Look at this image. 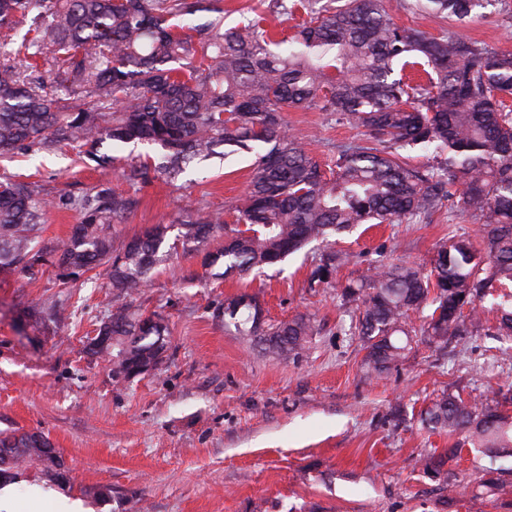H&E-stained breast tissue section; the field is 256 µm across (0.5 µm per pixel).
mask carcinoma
Returning a JSON list of instances; mask_svg holds the SVG:
<instances>
[{
  "label": "carcinoma",
  "instance_id": "1",
  "mask_svg": "<svg viewBox=\"0 0 512 512\" xmlns=\"http://www.w3.org/2000/svg\"><path fill=\"white\" fill-rule=\"evenodd\" d=\"M485 0H417L465 22ZM306 19L290 37L274 40L261 15L224 28L215 20L184 31L177 17L200 11V0H0V34L9 37L31 17L34 36L0 59V153L154 144L160 169L175 181L197 160L255 152L246 196L231 200L234 223L182 224L173 242L158 224L119 244L107 234L131 200L87 197L82 221L55 246L42 243L47 203L37 186L0 179V273H30L50 263L71 275L100 265L112 287L129 295L170 251L199 253L217 230L224 245L203 255V266L244 277L283 261L314 242L361 224H398L442 208L469 213L480 243L457 235L439 245L430 270L406 262L373 266L344 287L347 302L362 298L358 331L368 372L379 377L402 359L414 337L440 347L448 338L490 327L512 341V53L450 30L439 36L395 23L386 0H291L281 5ZM338 112L368 133L337 151L335 167L319 161L288 134V109ZM420 147L444 157L420 172L400 151ZM224 151H219V148ZM348 256L332 251L313 271L310 287L328 282ZM421 323L416 325L412 315ZM224 327L240 336L267 337L283 360L298 356L316 334L297 316L265 326L252 296L224 306ZM117 374L126 356L161 359L166 326L127 305L112 310ZM422 422L491 459L512 454V416L487 403L444 392L421 412ZM32 435L0 433V478L28 466L60 479L45 446ZM493 471L472 491L481 504L495 490Z\"/></svg>",
  "mask_w": 512,
  "mask_h": 512
}]
</instances>
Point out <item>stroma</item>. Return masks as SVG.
<instances>
[{
	"label": "stroma",
	"mask_w": 512,
	"mask_h": 512,
	"mask_svg": "<svg viewBox=\"0 0 512 512\" xmlns=\"http://www.w3.org/2000/svg\"><path fill=\"white\" fill-rule=\"evenodd\" d=\"M225 27L262 13L291 32L296 18L275 0H223ZM462 35L512 52V0H492L461 25ZM288 131L324 164L363 131L340 113L291 110ZM107 164L63 146L0 155V177L39 186L49 206L42 237L66 241L89 195L132 201L109 230L128 240L158 224L207 221L228 198L243 195L254 156L236 153L190 166L177 181L158 171L130 182L126 147L103 146ZM476 237L470 215L436 212L426 223L364 224L336 235L350 263L327 284L310 287L323 247L312 244L267 267L260 277L221 278L197 255L174 254L138 294L119 293L110 268L78 277L43 266L35 278L0 273V433L38 431L66 466L61 482L38 469L9 483L13 512H27L34 490L44 512L64 500L85 512H472L483 468L496 469L497 490L483 512H512V457L489 461L463 447L441 472L424 457L455 440L431 431L420 412L445 389L461 390L512 415V356L495 337L449 340L445 349L414 340L382 376L367 372L350 333L354 307L342 289L372 264H428L448 231ZM255 296L269 324L299 315L318 333L306 349L276 359L262 336L224 326V304ZM160 317L167 350L147 373L119 378L115 361L88 343L113 307Z\"/></svg>",
	"instance_id": "stroma-1"
}]
</instances>
